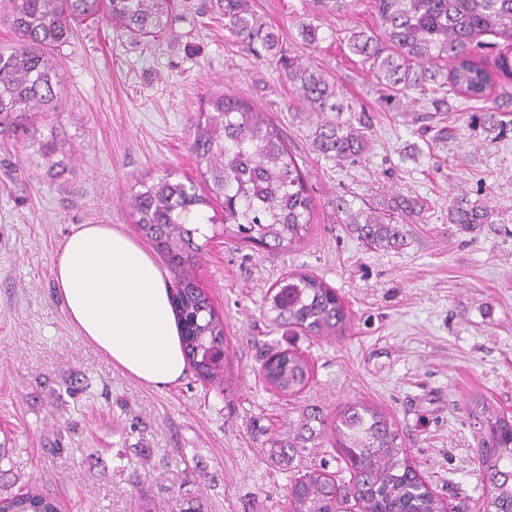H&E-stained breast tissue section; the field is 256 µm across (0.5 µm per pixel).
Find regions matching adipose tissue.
<instances>
[{
	"instance_id": "ef3b65f1",
	"label": "adipose tissue",
	"mask_w": 512,
	"mask_h": 512,
	"mask_svg": "<svg viewBox=\"0 0 512 512\" xmlns=\"http://www.w3.org/2000/svg\"><path fill=\"white\" fill-rule=\"evenodd\" d=\"M54 278L71 323L118 368L163 388L186 373L167 284L151 256L109 224H81L64 239Z\"/></svg>"
}]
</instances>
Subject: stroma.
Wrapping results in <instances>:
<instances>
[{"instance_id":"obj_1","label":"stroma","mask_w":512,"mask_h":512,"mask_svg":"<svg viewBox=\"0 0 512 512\" xmlns=\"http://www.w3.org/2000/svg\"><path fill=\"white\" fill-rule=\"evenodd\" d=\"M287 53L309 59L337 91L339 112L312 111L271 61L224 26L217 0H176L157 38L103 22L78 23L54 53L62 108L40 120L57 131L66 164L47 175L22 133L0 134V495L38 487L59 512H285L307 467L349 473L330 443L282 459L304 410L334 416L352 400L396 421L430 489L459 512H490L477 429L466 404L482 396L512 416V85L488 102L448 94L386 98L344 36L376 32L371 0L341 15L309 0H250ZM319 28L307 44L301 27ZM226 88L270 113L315 209L299 248L270 253L214 234L198 281L224 314L230 346L223 390L186 372L163 389L118 367L72 326L54 260L73 227L109 224L137 236L126 206L141 182L196 178L192 116ZM370 130L366 149L336 161L319 152L321 125ZM486 203L489 224L470 233L448 221L456 194ZM416 203L406 244L369 249L339 200L383 208ZM322 278L345 300V335L315 338L271 324L272 288L288 274ZM293 349L308 385L284 396L262 378L267 353Z\"/></svg>"}]
</instances>
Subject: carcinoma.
Masks as SVG:
<instances>
[{
  "instance_id": "obj_1",
  "label": "carcinoma",
  "mask_w": 512,
  "mask_h": 512,
  "mask_svg": "<svg viewBox=\"0 0 512 512\" xmlns=\"http://www.w3.org/2000/svg\"><path fill=\"white\" fill-rule=\"evenodd\" d=\"M249 0H224V27L258 57L276 60L297 94L316 112L340 111L324 73L278 48L279 39L253 13ZM174 0H0V26L14 35L0 45V133L32 130L39 112L60 108V78L51 51L67 43L73 25L106 21L140 37H156L168 26ZM316 13L340 15L352 0H312ZM382 37L348 31L350 50L369 64L383 89L424 97L446 90L467 101H486L502 81H512V0H372ZM490 35L493 42L481 37ZM503 47L487 64L482 50ZM190 151L198 177L175 182L165 175L130 197L135 224L174 275L172 291L187 363L206 383L224 385L229 346L224 318L197 280L202 224H220L224 234L274 253L300 245L312 223L314 203L301 170L277 124L229 91L211 94L193 118ZM319 150L338 160L359 155L368 144L364 127L324 124L316 135ZM47 171L56 140L40 143ZM220 203V214L204 208ZM343 223L370 248L396 247L406 231L399 218L371 206L353 209L341 200ZM486 204L461 194L448 206V223L469 232L491 223ZM276 326L296 327L315 337L345 333L351 316L342 298L322 279L306 273L288 276L271 296ZM264 379L278 392L295 394L309 383L308 361L285 349L263 364ZM478 424V459L493 512H512V417L483 399L472 401ZM320 425L315 429L311 422ZM328 437L340 449L350 473L342 484L324 468L312 467L288 489L289 512H443L444 503L419 478L395 420L379 408L352 402L336 416H301L296 433L270 439L272 453L288 456L294 448ZM0 503L10 512H57L56 502L29 487Z\"/></svg>"
}]
</instances>
